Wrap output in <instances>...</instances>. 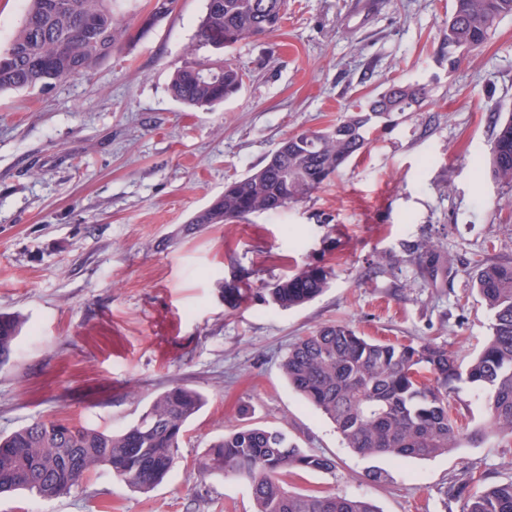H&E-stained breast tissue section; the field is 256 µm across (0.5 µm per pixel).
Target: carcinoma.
Segmentation results:
<instances>
[{"instance_id":"carcinoma-1","label":"carcinoma","mask_w":512,"mask_h":512,"mask_svg":"<svg viewBox=\"0 0 512 512\" xmlns=\"http://www.w3.org/2000/svg\"><path fill=\"white\" fill-rule=\"evenodd\" d=\"M115 0H28L9 44L0 49V91H35L94 71L112 52L150 32L176 0H154L136 27L121 24ZM286 0H207L206 11L169 92L178 102L213 107L237 94L245 72L224 61V50L277 31ZM512 0H453L448 17V65L482 47ZM383 98L395 112H415L425 87L394 85ZM390 112L362 109L323 130L286 137L269 161L224 186V194L198 212L193 224H227L275 212L322 188L369 144L371 130ZM486 167L512 187V116L501 122ZM331 269L308 266L267 288L275 305L290 309L312 301L329 285ZM476 289L492 315V334L466 366L434 342H380L347 324L326 325L295 342L282 371L296 392L336 426L344 443L364 458L429 460L477 436L512 437V263L484 262ZM19 323L0 316V365L10 358ZM459 383L485 393L489 420L470 430L458 422L448 397ZM203 396L173 386L156 396L139 420L112 432L62 421H37L0 439V494L27 491L51 499L68 493L104 467L116 478L148 490L171 470L186 426ZM203 475H232L251 489L254 512H378L369 501L339 493L303 494L288 489L297 471L330 472L333 461L308 453L277 429L250 428L214 442L196 459ZM469 476L444 495L461 512H512V481L467 491Z\"/></svg>"}]
</instances>
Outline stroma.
I'll use <instances>...</instances> for the list:
<instances>
[{"label": "stroma", "instance_id": "stroma-1", "mask_svg": "<svg viewBox=\"0 0 512 512\" xmlns=\"http://www.w3.org/2000/svg\"><path fill=\"white\" fill-rule=\"evenodd\" d=\"M452 0H287L279 31L242 43L239 93L214 110L169 93L206 0H177L133 46L31 95L0 93V314L22 330L0 367V435L36 420L119 431L172 385L207 403L171 471L140 492L103 468L70 492L0 497V512H253L249 486L194 465L243 427L284 430L334 460L303 493H341L379 512H460L443 492L512 480V438L430 460L365 459L289 386L299 337L347 324L377 340L432 341L467 361L491 334L480 262H512V189L478 171L512 110V17L448 65ZM393 84H419L414 112L379 125L322 189L228 224L193 216L227 181L265 165L291 134L335 124ZM310 263L328 288L282 309L265 284ZM248 275L237 307L224 285ZM388 472L373 481L369 470Z\"/></svg>", "mask_w": 512, "mask_h": 512}]
</instances>
